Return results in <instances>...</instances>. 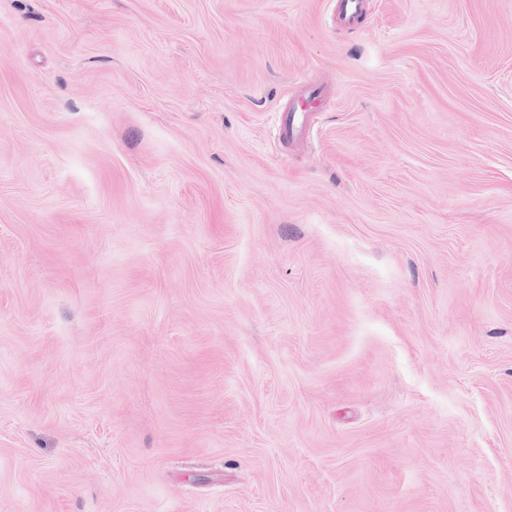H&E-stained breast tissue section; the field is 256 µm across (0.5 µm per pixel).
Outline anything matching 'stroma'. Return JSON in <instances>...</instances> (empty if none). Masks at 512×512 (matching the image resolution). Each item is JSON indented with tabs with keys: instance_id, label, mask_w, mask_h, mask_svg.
I'll return each mask as SVG.
<instances>
[{
	"instance_id": "1",
	"label": "stroma",
	"mask_w": 512,
	"mask_h": 512,
	"mask_svg": "<svg viewBox=\"0 0 512 512\" xmlns=\"http://www.w3.org/2000/svg\"><path fill=\"white\" fill-rule=\"evenodd\" d=\"M335 4L0 0V512H512V0Z\"/></svg>"
}]
</instances>
